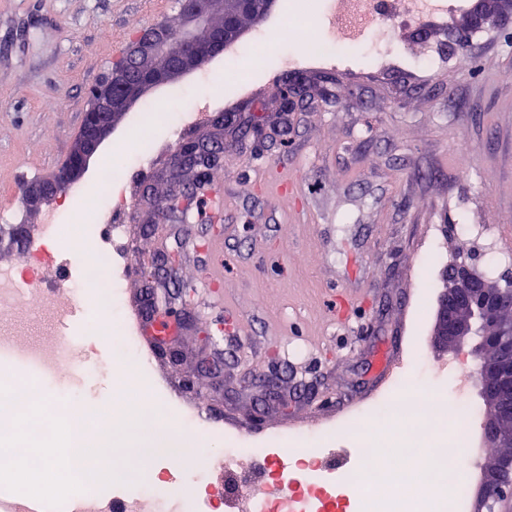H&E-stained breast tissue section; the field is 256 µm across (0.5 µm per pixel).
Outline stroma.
Instances as JSON below:
<instances>
[{"instance_id": "35a3bbf8", "label": "stroma", "mask_w": 512, "mask_h": 512, "mask_svg": "<svg viewBox=\"0 0 512 512\" xmlns=\"http://www.w3.org/2000/svg\"><path fill=\"white\" fill-rule=\"evenodd\" d=\"M289 4L276 0L223 55L138 101L79 183L102 185L121 162L135 194L121 238L128 260L112 310L118 329L134 328L149 288L196 319L195 329L172 337L180 361L160 356L156 337L144 336L137 363L169 434L188 425L207 436V453L189 460L185 476L223 495L224 512L236 507L228 489H275L260 459L265 450L316 453L326 468L353 470V438L373 430L371 407L395 376L429 396L462 384L479 399L474 357L432 343L439 272L467 251L483 273L512 271V38L487 29L469 52L449 54L448 29L464 18L460 10L421 32L402 29L382 69L361 57L346 70L313 69L288 35ZM158 22L177 24V0H0V225L33 226L51 210L101 247L100 216L62 201L27 209L19 186L61 166L90 88L136 31ZM297 72L313 82L314 103L278 111L281 88ZM174 89L183 99L169 100ZM162 100L183 122L175 130L167 112L155 114L159 155L139 159L142 116ZM226 112L262 125L264 138L225 133L224 164L212 173V195L195 199L181 226L174 272L152 276L168 228L146 195L163 199L176 182L192 181L189 173L173 177L171 140L206 137ZM268 161L293 185L278 188ZM149 224L156 236L144 235ZM74 290L85 302L72 329L74 363L88 373L77 399L103 404L115 383L112 349L87 332L101 295ZM207 355L224 359L222 386L198 372ZM270 375L281 378L288 404L258 418L253 400ZM325 430L333 437L319 450L296 440ZM450 435L467 450L455 464L477 497L495 452L481 429L456 424ZM231 442L238 456L220 463Z\"/></svg>"}]
</instances>
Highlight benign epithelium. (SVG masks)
<instances>
[{
	"instance_id": "benign-epithelium-1",
	"label": "benign epithelium",
	"mask_w": 512,
	"mask_h": 512,
	"mask_svg": "<svg viewBox=\"0 0 512 512\" xmlns=\"http://www.w3.org/2000/svg\"><path fill=\"white\" fill-rule=\"evenodd\" d=\"M275 0H179L180 22L160 23L137 32L122 54V62L109 77L90 89L82 125L65 164L52 175L24 181L19 193L24 205L38 208L80 182L91 159L110 138L115 126L150 90L198 70L233 46L243 34V19H264ZM494 24L512 30V0H497L488 11L486 0H475L466 25L469 36ZM203 28L211 29L205 39L197 37ZM310 81L296 75L288 80L279 110L293 112L306 106ZM224 164V140L191 139L179 143L172 155L173 169L191 171L199 179ZM176 257L167 247L153 258L155 274L169 275ZM442 283L436 304L432 332L434 346L442 351H467L478 356L476 377L487 407L483 435L490 448L512 447V430L501 422L512 414V321L502 317L512 306V274L503 284L491 288L480 272L475 256L459 257L440 273ZM143 315L149 322L169 319L181 330L195 326L196 319L186 311L176 312L156 291L145 294ZM281 399L279 381H267L255 405L265 407ZM512 496V457L499 460L478 491L477 512H499L498 506Z\"/></svg>"
}]
</instances>
